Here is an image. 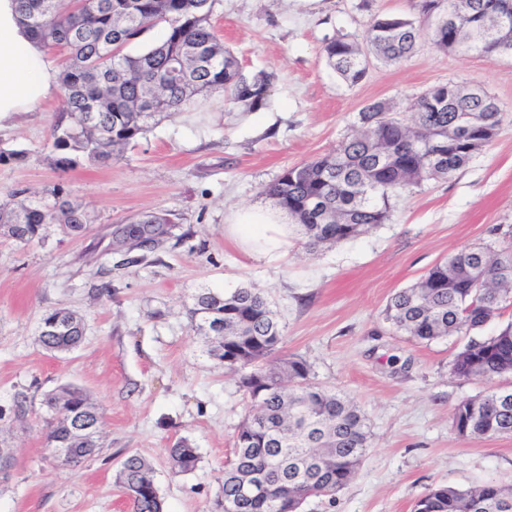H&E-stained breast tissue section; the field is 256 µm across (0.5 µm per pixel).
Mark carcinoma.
Listing matches in <instances>:
<instances>
[{"mask_svg":"<svg viewBox=\"0 0 512 512\" xmlns=\"http://www.w3.org/2000/svg\"><path fill=\"white\" fill-rule=\"evenodd\" d=\"M23 23L42 47L63 55L59 80L64 107L54 123V164L107 165L145 135L156 117L179 110L214 90L246 112L261 108L269 79L250 77L211 22L215 0H18ZM512 0H418L421 20L383 16L369 22L365 43L387 64L407 58L428 27L436 49L498 56L512 53ZM165 36L136 54L125 52L156 22ZM327 64L350 85L367 70L359 42L336 38L323 48ZM462 113L480 122L439 156L448 129ZM361 127L336 150L287 168L266 193L288 212L309 249L337 245L364 234L388 216L389 199L425 181L448 179L497 135L502 115L484 92L438 85L421 95L405 117L383 101L365 106ZM63 188L37 200L0 204V236L26 243L47 224L67 233L86 231L81 207L62 196ZM169 214L139 216L112 231L116 251H155L170 235ZM502 245L466 246L432 266L414 285L395 293L385 321L418 343L462 331L475 337L455 356L452 369L464 379L512 374V323L480 336L512 296V225L495 228ZM490 280L483 293L479 277ZM192 329L208 338L211 354L224 369L241 373L249 398L238 427L234 458L224 468L221 495L232 512H300L310 496H334L354 477L369 448V432L357 407L343 395L312 384L300 357L272 359L282 331L257 288L232 292L202 290L190 310ZM83 320L66 309L45 313L39 342L50 351L70 352L82 342ZM51 411L47 438L71 444L73 420L100 422L99 407L80 387L46 394ZM457 433L471 440L512 436V388L490 390L462 401L453 414ZM96 441L76 445V465L99 452ZM175 474L194 471L195 448L179 439L168 449ZM117 482L131 498L133 512H163L151 463L125 457ZM414 512H512V488L487 484L460 489L440 485L415 504Z\"/></svg>","mask_w":512,"mask_h":512,"instance_id":"cac0c4a2","label":"carcinoma"}]
</instances>
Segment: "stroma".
Listing matches in <instances>:
<instances>
[{
	"instance_id": "35a3bbf8",
	"label": "stroma",
	"mask_w": 512,
	"mask_h": 512,
	"mask_svg": "<svg viewBox=\"0 0 512 512\" xmlns=\"http://www.w3.org/2000/svg\"><path fill=\"white\" fill-rule=\"evenodd\" d=\"M387 15L417 17L416 0H216L211 22L244 72L275 76L265 105L244 113L222 93L201 97L108 166L50 164L61 96L0 121V148L27 154L0 165V199L57 185L88 219L78 238L56 224L26 244L0 238V448L12 451L0 512H132L116 481L131 453L153 464L165 512H224V467L247 401L193 334L188 310L199 289L250 285L277 313L278 356L305 359L311 382L352 400L371 433L355 478L335 497L308 498L303 512H412L438 485L512 486V437L469 440L452 424L461 401L512 386V376L459 378L451 361L469 334L420 344L383 319L395 292L463 247L499 246L495 227L512 225V57L443 54L425 34L407 59L371 62L362 82L344 83L324 45ZM442 84L481 89L502 113L496 138L453 177L407 187L383 224L333 247L308 251L295 235L287 252L254 256L225 236L239 208L273 209L265 189L284 169L355 133L365 105L381 100L403 116ZM151 212L170 214L173 235L128 265L109 251L111 231ZM61 308L85 324L69 353L38 342L43 313ZM67 385L103 413L99 453L75 467L60 465L46 440L43 398ZM180 438L200 456L187 474L168 463Z\"/></svg>"
}]
</instances>
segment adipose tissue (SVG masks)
Listing matches in <instances>:
<instances>
[{"label":"adipose tissue","mask_w":512,"mask_h":512,"mask_svg":"<svg viewBox=\"0 0 512 512\" xmlns=\"http://www.w3.org/2000/svg\"><path fill=\"white\" fill-rule=\"evenodd\" d=\"M17 5L0 0V117L34 111L60 87L57 67L22 23ZM224 233L247 249L288 247V225L275 211L240 210Z\"/></svg>","instance_id":"ef3b65f1"}]
</instances>
